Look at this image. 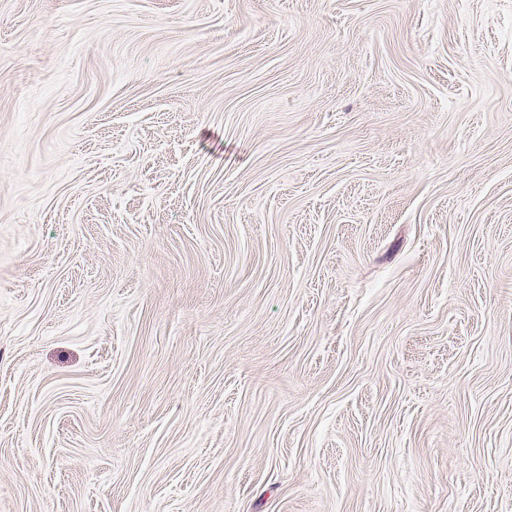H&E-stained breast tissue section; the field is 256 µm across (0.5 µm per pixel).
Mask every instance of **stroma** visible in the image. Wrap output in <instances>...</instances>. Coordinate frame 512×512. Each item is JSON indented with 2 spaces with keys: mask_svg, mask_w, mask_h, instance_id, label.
<instances>
[{
  "mask_svg": "<svg viewBox=\"0 0 512 512\" xmlns=\"http://www.w3.org/2000/svg\"><path fill=\"white\" fill-rule=\"evenodd\" d=\"M0 512H512V0H0Z\"/></svg>",
  "mask_w": 512,
  "mask_h": 512,
  "instance_id": "1",
  "label": "stroma"
}]
</instances>
